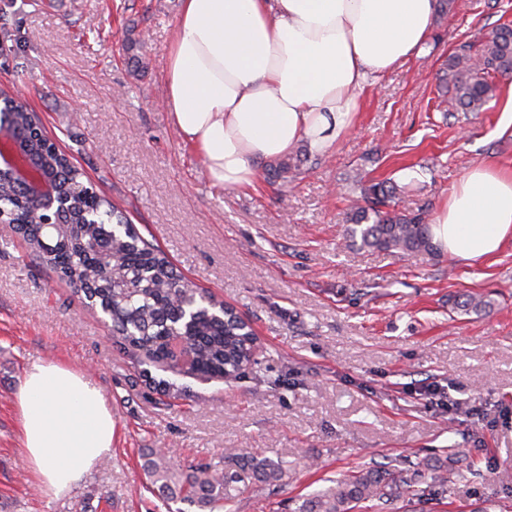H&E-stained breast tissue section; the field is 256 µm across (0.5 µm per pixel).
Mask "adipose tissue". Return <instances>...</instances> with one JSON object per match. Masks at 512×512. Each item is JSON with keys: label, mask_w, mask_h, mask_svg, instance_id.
I'll use <instances>...</instances> for the list:
<instances>
[{"label": "adipose tissue", "mask_w": 512, "mask_h": 512, "mask_svg": "<svg viewBox=\"0 0 512 512\" xmlns=\"http://www.w3.org/2000/svg\"><path fill=\"white\" fill-rule=\"evenodd\" d=\"M437 0H182L165 48L164 104L212 185L246 188L298 142L332 150L356 124L368 75L423 54ZM449 257L479 261L512 241V175L474 166L435 215ZM28 467L53 497L112 453L114 421L74 367L36 361L17 397Z\"/></svg>", "instance_id": "obj_1"}]
</instances>
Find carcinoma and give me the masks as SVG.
Returning a JSON list of instances; mask_svg holds the SVG:
<instances>
[{"label": "carcinoma", "instance_id": "1", "mask_svg": "<svg viewBox=\"0 0 512 512\" xmlns=\"http://www.w3.org/2000/svg\"><path fill=\"white\" fill-rule=\"evenodd\" d=\"M512 77V25L499 23L478 42H461L443 63L439 81V104L446 112H484L496 99L499 81ZM49 162L58 169L62 181L80 183L83 173L73 166L62 151L49 154ZM362 184L361 202L351 209L348 221L353 224L352 237L361 245L377 250L439 252L433 242L427 211L405 212L395 208L398 185L382 180ZM85 207L98 204L101 223L83 228L82 239L71 236L72 229L60 224H18L16 232L29 247L70 283L80 287L91 305L111 306L112 333L133 349L151 357L165 358V338L179 309L187 302L198 308L192 324L181 328L185 339L196 348L197 370L210 377L238 375L248 362L249 340L239 321L231 316L216 322L209 312V301L190 284L175 278L173 267L162 251L141 243L140 234L129 227L126 237L110 239L112 255L128 278L126 288H107L106 279L86 259L76 256L82 243L108 237L110 224H126L128 219L103 199L94 188L74 198ZM466 312L481 313L491 302L469 293L460 302ZM451 466L431 475L430 485L443 487L456 478L475 474L473 463L457 448L448 447ZM163 502L186 503L198 512H218L224 503L240 492L239 483L254 480L272 485L285 475L282 463L252 453L237 452L229 456L228 468L211 463H197L183 470L175 467L168 456L155 451L144 464ZM404 479L391 468L368 469L348 478L337 479L327 488L306 498L296 512H353V505L376 500L388 505L400 494Z\"/></svg>", "mask_w": 512, "mask_h": 512}]
</instances>
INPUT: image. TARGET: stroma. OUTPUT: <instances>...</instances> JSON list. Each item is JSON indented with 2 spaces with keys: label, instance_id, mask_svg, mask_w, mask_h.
I'll use <instances>...</instances> for the list:
<instances>
[{
  "label": "stroma",
  "instance_id": "1",
  "mask_svg": "<svg viewBox=\"0 0 512 512\" xmlns=\"http://www.w3.org/2000/svg\"><path fill=\"white\" fill-rule=\"evenodd\" d=\"M457 0L426 52L369 79L357 122L316 157L298 143L294 181L222 189L163 104L164 50L180 0H0V85L18 87L72 162L181 275L232 306L258 338L233 382L176 372L124 348L83 292L33 260L0 224V512H165L147 450L219 463L240 448L289 462L226 512H294L328 479L388 466L431 475L449 446L477 477L425 512H512V242L483 262L379 251L348 235L356 173L400 186L398 208L437 212L472 166L512 170L508 92L455 121L436 73L456 44L512 21V0ZM133 52H125V45ZM480 293L489 311L453 300ZM38 360L74 366L112 409V454L63 497L24 462L16 401Z\"/></svg>",
  "mask_w": 512,
  "mask_h": 512
}]
</instances>
